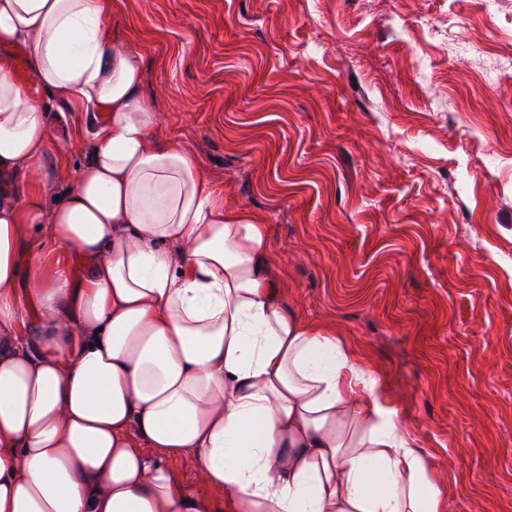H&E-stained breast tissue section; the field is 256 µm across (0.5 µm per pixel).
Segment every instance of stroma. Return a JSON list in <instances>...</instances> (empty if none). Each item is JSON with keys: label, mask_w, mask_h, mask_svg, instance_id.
Listing matches in <instances>:
<instances>
[{"label": "stroma", "mask_w": 512, "mask_h": 512, "mask_svg": "<svg viewBox=\"0 0 512 512\" xmlns=\"http://www.w3.org/2000/svg\"><path fill=\"white\" fill-rule=\"evenodd\" d=\"M166 137L266 224L447 512H512V0H120ZM93 119L51 105L47 194ZM86 266L35 235V258Z\"/></svg>", "instance_id": "stroma-1"}]
</instances>
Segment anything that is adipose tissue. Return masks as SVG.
Wrapping results in <instances>:
<instances>
[{
  "label": "adipose tissue",
  "mask_w": 512,
  "mask_h": 512,
  "mask_svg": "<svg viewBox=\"0 0 512 512\" xmlns=\"http://www.w3.org/2000/svg\"><path fill=\"white\" fill-rule=\"evenodd\" d=\"M118 0H0V512H446L377 376L290 314L264 224L164 138ZM96 116L47 201L46 97ZM82 279L19 261L33 228Z\"/></svg>",
  "instance_id": "ef3b65f1"
}]
</instances>
